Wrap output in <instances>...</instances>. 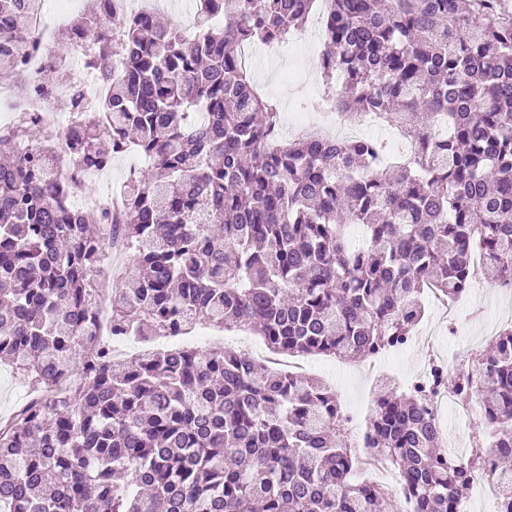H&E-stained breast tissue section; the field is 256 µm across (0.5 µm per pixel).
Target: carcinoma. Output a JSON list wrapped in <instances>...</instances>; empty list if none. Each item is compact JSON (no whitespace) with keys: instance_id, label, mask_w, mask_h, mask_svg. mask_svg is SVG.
Returning a JSON list of instances; mask_svg holds the SVG:
<instances>
[{"instance_id":"1","label":"carcinoma","mask_w":512,"mask_h":512,"mask_svg":"<svg viewBox=\"0 0 512 512\" xmlns=\"http://www.w3.org/2000/svg\"><path fill=\"white\" fill-rule=\"evenodd\" d=\"M37 2L0 0L14 43L32 36ZM199 2L188 32L154 13L110 29L109 0H90L68 39L105 95L61 141L35 112L0 126V363L46 392L0 422V512H400L385 485L354 478L335 391L234 347L116 361L95 334L92 281L110 225L133 261L107 303L115 336L206 322L281 356L353 361L413 334L429 285H512V0H333L326 98L399 128L415 143L401 166L372 136L275 138L241 49L285 40L315 0ZM61 73L74 81L55 54L42 80ZM119 149L149 163L124 182L123 209H73L74 169ZM471 372L496 426L473 439L470 467L497 456L512 489V325ZM60 376L71 385L49 390ZM367 430L414 512H459L418 392L387 382Z\"/></svg>"}]
</instances>
